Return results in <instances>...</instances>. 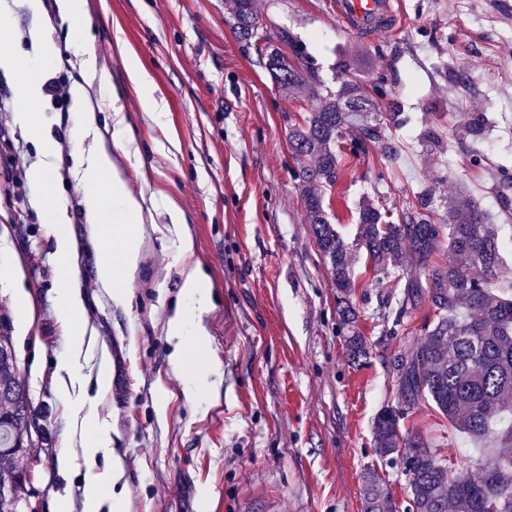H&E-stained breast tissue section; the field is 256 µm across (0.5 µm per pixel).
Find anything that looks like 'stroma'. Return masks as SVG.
Masks as SVG:
<instances>
[{
  "label": "stroma",
  "mask_w": 512,
  "mask_h": 512,
  "mask_svg": "<svg viewBox=\"0 0 512 512\" xmlns=\"http://www.w3.org/2000/svg\"><path fill=\"white\" fill-rule=\"evenodd\" d=\"M228 2L87 0L84 36L115 92L92 96L91 107L109 127L120 103L130 131L112 158L134 195L151 202L161 187L178 199L212 292L203 316L208 336L193 352L202 393L191 401L165 334L181 287L166 224L144 222L126 304L100 296L90 250L75 260L87 314L112 359L97 411L122 461L116 490L127 512H365L363 476L373 470L388 490V512H411L403 466L377 454L373 422L384 407H402L395 360L421 342L433 315L425 298L400 314L382 306L377 276L357 245L359 208L369 199L399 210L427 190L442 217L466 186L500 226L511 270L498 287L512 290V217L499 207L501 194L512 195V0H402L396 25L370 37L345 33L331 0H255L263 43L289 31L294 42L283 53L304 55L325 87L382 81L388 95L376 111L401 106L403 123L390 131L396 155L374 146L346 154L324 190L329 221L353 247L350 300L367 342L357 359L298 189L303 159L289 150V132L312 101L280 90L263 54L234 34ZM120 41L166 103L163 124L144 114ZM39 109L60 146L67 231L86 241L82 188L68 173L70 108L46 97ZM473 114L487 120L478 167L460 145L463 119ZM0 129V310L14 322L34 440L24 495L36 512H57L60 497L79 494L85 471L80 457L67 471L55 462L70 445L74 414L55 380L69 340L56 312L64 282L29 180L9 181L14 168L33 161L34 137L11 112L0 114ZM21 289L33 304L25 326ZM401 427L422 434L455 471L478 461L431 403L416 405Z\"/></svg>",
  "instance_id": "stroma-1"
}]
</instances>
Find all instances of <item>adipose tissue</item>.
I'll return each mask as SVG.
<instances>
[{
    "label": "adipose tissue",
    "mask_w": 512,
    "mask_h": 512,
    "mask_svg": "<svg viewBox=\"0 0 512 512\" xmlns=\"http://www.w3.org/2000/svg\"><path fill=\"white\" fill-rule=\"evenodd\" d=\"M22 6L30 18L27 31L30 48L21 54L1 52L0 74L18 86L17 122L22 129L31 132L40 145L29 179L37 190L35 204L53 239L65 282L57 315L68 323L71 331L67 352L57 365L56 386L64 396L79 398L86 385L84 366L96 364L94 380L100 390L109 383L110 370L106 353L100 349L96 331L86 317V304L71 267L79 244L65 230L69 221L68 206L52 176L57 153L50 122L36 110L43 97L44 80L56 65L60 51L51 37V24L42 0H23ZM57 8L62 20L74 32L71 52L80 59L86 74L83 83L74 85L71 90V176L84 187L82 205L90 244L97 255V284L112 302L124 304L129 299V285L141 262L140 232L145 200L128 190L123 172L113 161L95 116L88 110V85L95 83L104 90L109 79L107 72L98 67L82 35L88 15L86 0H58ZM162 215L179 244L182 264V299L167 323V334L174 342L170 361L181 372L185 394L192 399L197 396L199 386L191 354L208 335L202 316L210 303L211 287L200 265L192 260L193 236L173 197H165ZM121 470V460L114 454H110L105 471L87 469L82 512H100L104 506L109 512H126L123 498L112 490Z\"/></svg>",
    "instance_id": "ef3b65f1"
}]
</instances>
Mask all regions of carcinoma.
Segmentation results:
<instances>
[{"label":"carcinoma","mask_w":512,"mask_h":512,"mask_svg":"<svg viewBox=\"0 0 512 512\" xmlns=\"http://www.w3.org/2000/svg\"><path fill=\"white\" fill-rule=\"evenodd\" d=\"M233 29L243 40L257 37L254 0H231ZM265 66L277 83L316 101L303 122L289 133V146L307 165L298 175L304 206L313 224L315 243L328 260L339 294V316L347 329L353 356L364 353L365 339L357 315L347 300L353 283L347 246L326 217L322 187L333 186L345 151L356 153L370 143L387 156L394 140L384 132L385 115L372 113L381 86L365 88L347 80L332 92L304 57L288 58L277 47L262 48ZM360 241L374 271L385 276L407 260L427 265L442 246L449 260L431 270L430 287L423 289L408 270L378 284L403 289L401 304L428 296L433 323L423 341L397 360L396 371L404 407L382 409L374 419V445L381 457L398 458L408 477L413 512H512V299L495 292L504 273L497 225L467 193L456 196L440 218L429 195H420L396 214L366 202L359 213ZM429 400L435 409L466 435L482 454L478 467L453 473L437 458L420 434L401 431L406 409ZM27 393L20 378L13 346L12 320L0 314V512H28L23 495L31 437L28 433ZM368 512H385L386 488L378 475H365Z\"/></svg>","instance_id":"carcinoma-1"}]
</instances>
